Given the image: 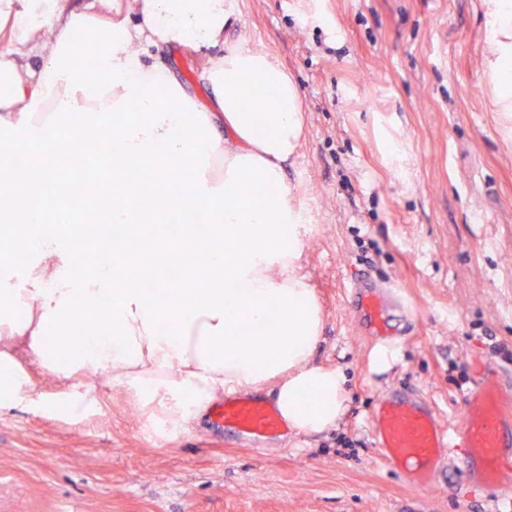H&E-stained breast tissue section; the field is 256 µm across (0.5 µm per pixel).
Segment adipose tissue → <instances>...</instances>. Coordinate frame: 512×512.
<instances>
[{
	"label": "adipose tissue",
	"instance_id": "1",
	"mask_svg": "<svg viewBox=\"0 0 512 512\" xmlns=\"http://www.w3.org/2000/svg\"><path fill=\"white\" fill-rule=\"evenodd\" d=\"M114 0L59 7L57 0H0V156L35 144L47 155L0 167V223L19 229L22 248L0 252V408L21 403L30 381L21 359L61 389L39 411L82 416L94 404L81 372L105 374L144 405L182 427L222 395L270 387L286 427L322 432L344 412L345 376L313 364L322 317L301 274L302 217L290 201L288 161L302 117L295 82L248 41L224 48V0ZM490 77L512 112V0H486ZM219 48L203 72L211 95L199 105L164 64L148 63L158 44ZM41 45L36 65L23 49ZM112 156V193L103 202L112 234L96 244L94 275L82 245L30 219L55 181L56 158ZM202 210L205 272L193 264L177 281L149 291L133 265L178 244L141 236L122 249L125 229L150 212ZM94 330L76 345V323ZM266 337L261 350L226 345L233 334Z\"/></svg>",
	"mask_w": 512,
	"mask_h": 512
}]
</instances>
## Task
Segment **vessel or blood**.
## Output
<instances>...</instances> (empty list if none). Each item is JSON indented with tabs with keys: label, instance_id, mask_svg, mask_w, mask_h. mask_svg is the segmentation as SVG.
<instances>
[{
	"label": "vessel or blood",
	"instance_id": "obj_1",
	"mask_svg": "<svg viewBox=\"0 0 512 512\" xmlns=\"http://www.w3.org/2000/svg\"><path fill=\"white\" fill-rule=\"evenodd\" d=\"M404 297L389 282L365 278L351 291L350 313L358 330L379 341L406 317ZM212 422L245 441L284 435L278 412L253 397H228L217 405ZM383 463L401 471L411 484L431 486L451 448L465 449L464 476L493 497L512 490V387L493 365L479 373L464 397L462 423L442 425L440 415L411 396L378 399L369 418Z\"/></svg>",
	"mask_w": 512,
	"mask_h": 512
}]
</instances>
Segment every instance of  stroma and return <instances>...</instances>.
I'll use <instances>...</instances> for the list:
<instances>
[{"label":"stroma","instance_id":"stroma-1","mask_svg":"<svg viewBox=\"0 0 512 512\" xmlns=\"http://www.w3.org/2000/svg\"><path fill=\"white\" fill-rule=\"evenodd\" d=\"M226 10L225 46L247 38L298 87L303 131L287 180L323 313L313 362L345 374L344 414L321 433L250 446L206 414L160 430L99 377L98 405L77 423L0 409V512H491L460 449L422 490L384 467L369 429L394 389L454 424L484 364L512 382V140L482 0H226ZM211 54L150 50L203 105ZM363 274L413 307L387 353L346 311Z\"/></svg>","mask_w":512,"mask_h":512}]
</instances>
